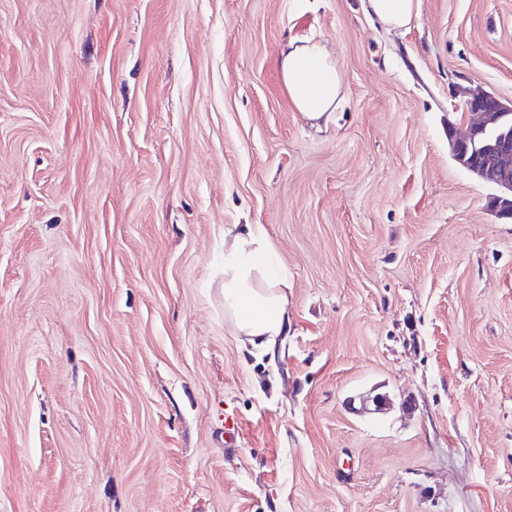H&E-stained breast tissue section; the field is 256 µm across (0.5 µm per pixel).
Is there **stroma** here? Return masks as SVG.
I'll use <instances>...</instances> for the list:
<instances>
[{"mask_svg": "<svg viewBox=\"0 0 512 512\" xmlns=\"http://www.w3.org/2000/svg\"><path fill=\"white\" fill-rule=\"evenodd\" d=\"M479 89L512 0H0V512H512V219L448 144ZM235 224L288 283L267 353ZM367 15L392 29L407 28L417 18L419 0H362ZM277 66L288 98L298 112L319 120L336 110L343 74L336 57L323 44L289 40L279 51ZM238 231L224 249V316L239 336L258 349L276 343L288 327V311L280 282L270 278L265 266L276 270V262L256 256L269 248L258 227L233 225ZM262 265V266H261Z\"/></svg>", "mask_w": 512, "mask_h": 512, "instance_id": "obj_1", "label": "stroma"}]
</instances>
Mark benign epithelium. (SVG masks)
Instances as JSON below:
<instances>
[{
    "mask_svg": "<svg viewBox=\"0 0 512 512\" xmlns=\"http://www.w3.org/2000/svg\"><path fill=\"white\" fill-rule=\"evenodd\" d=\"M448 142L464 168L500 190L491 200L493 210L512 218V101L490 92L472 94L466 130L448 128Z\"/></svg>",
    "mask_w": 512,
    "mask_h": 512,
    "instance_id": "7a95c632",
    "label": "benign epithelium"
}]
</instances>
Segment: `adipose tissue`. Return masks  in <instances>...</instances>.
Masks as SVG:
<instances>
[{
    "instance_id": "1",
    "label": "adipose tissue",
    "mask_w": 512,
    "mask_h": 512,
    "mask_svg": "<svg viewBox=\"0 0 512 512\" xmlns=\"http://www.w3.org/2000/svg\"><path fill=\"white\" fill-rule=\"evenodd\" d=\"M362 4L367 15L392 29L409 27L419 12V0H362ZM277 66L297 111L313 120L335 111L343 74L323 44L288 41L279 51ZM268 247L260 229L246 224L224 252V316L238 335L258 349L272 347L288 327L280 283L256 261Z\"/></svg>"
}]
</instances>
